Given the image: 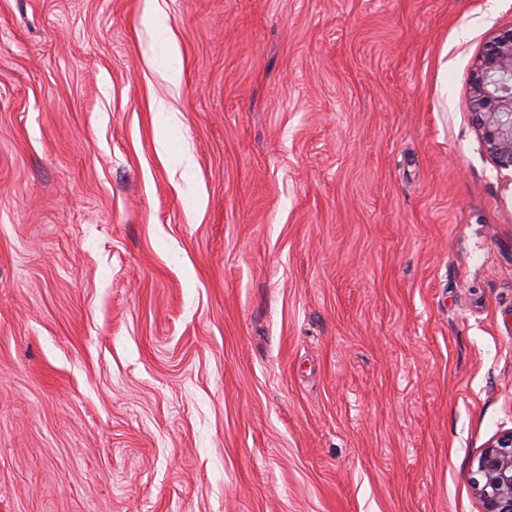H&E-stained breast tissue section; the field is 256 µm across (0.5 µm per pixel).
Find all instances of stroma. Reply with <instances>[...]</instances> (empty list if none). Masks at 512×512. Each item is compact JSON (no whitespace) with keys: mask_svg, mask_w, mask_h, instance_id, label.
Listing matches in <instances>:
<instances>
[{"mask_svg":"<svg viewBox=\"0 0 512 512\" xmlns=\"http://www.w3.org/2000/svg\"><path fill=\"white\" fill-rule=\"evenodd\" d=\"M509 28L0 0V512H479L512 172L470 77Z\"/></svg>","mask_w":512,"mask_h":512,"instance_id":"stroma-1","label":"stroma"}]
</instances>
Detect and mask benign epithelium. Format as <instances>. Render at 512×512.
Listing matches in <instances>:
<instances>
[{"label": "benign epithelium", "mask_w": 512, "mask_h": 512, "mask_svg": "<svg viewBox=\"0 0 512 512\" xmlns=\"http://www.w3.org/2000/svg\"><path fill=\"white\" fill-rule=\"evenodd\" d=\"M473 122L487 154L500 170L512 171V29L486 45L471 75ZM480 512H512V429L481 448L469 476Z\"/></svg>", "instance_id": "benign-epithelium-1"}]
</instances>
